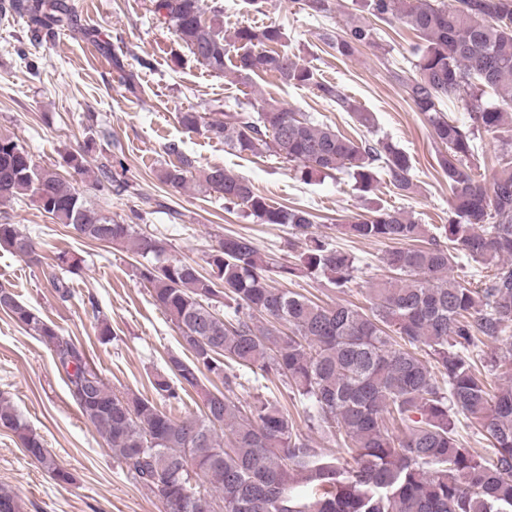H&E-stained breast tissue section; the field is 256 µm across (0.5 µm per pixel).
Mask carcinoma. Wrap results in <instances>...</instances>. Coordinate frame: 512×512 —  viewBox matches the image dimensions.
Instances as JSON below:
<instances>
[{
    "label": "carcinoma",
    "mask_w": 512,
    "mask_h": 512,
    "mask_svg": "<svg viewBox=\"0 0 512 512\" xmlns=\"http://www.w3.org/2000/svg\"><path fill=\"white\" fill-rule=\"evenodd\" d=\"M367 2L378 21H398L419 38L413 74L401 69L390 76L442 147L437 162L451 193L448 223L437 234L379 205L340 225L357 238L391 243L383 257L391 277L370 289L367 309L326 307L275 287L277 277L318 274L341 288L352 280L354 258L308 235L311 211L273 205L223 167L200 169L174 143L166 147L173 160L157 172L161 183L193 185L222 197L228 212L243 207L263 224L289 225L304 237L299 262L277 261L244 234L218 238L205 272L169 258L165 240L113 220L55 168L37 165L13 137L0 135V202L30 197L78 236L137 253L144 259L137 277L179 332L181 351L169 353L167 372L150 379L169 406L195 391L199 412L176 417L141 394L113 392L82 347L0 286V310L52 351L82 417L136 483L153 495L164 491V512H512V342L490 358L491 368L508 376L493 395L474 359L482 338L498 341L512 328V159H501L489 175L471 162L478 133H512V0ZM10 10L28 13L48 34L69 20L65 0H0V15ZM154 11L213 73L231 69L243 79L271 74L287 85H312L361 125H372L371 113L282 49L281 27L241 26L227 39L220 6L207 11L202 0H155ZM377 31L351 19L326 41L349 57L374 46ZM488 89L499 93L496 102L482 101ZM464 95L471 104L460 123L443 106ZM205 128L240 155L268 153L294 164L304 181L349 169L361 191H371L381 172L393 193L406 197L415 189L411 159L393 143L355 139L275 101L256 112L226 113ZM63 160L78 175L91 173L83 153ZM0 246L46 266L58 302L74 298L60 273L78 274L81 259L59 252L46 262L8 221L0 222ZM454 250L494 266L483 287L451 277ZM254 367L307 402L309 428L334 437L348 458L312 447L282 406L242 403L236 369ZM212 376L224 390L205 385ZM458 413L478 420L493 457L459 444L452 421ZM0 428L17 436L55 481L73 482L2 395ZM0 512H23L4 487Z\"/></svg>",
    "instance_id": "1"
}]
</instances>
